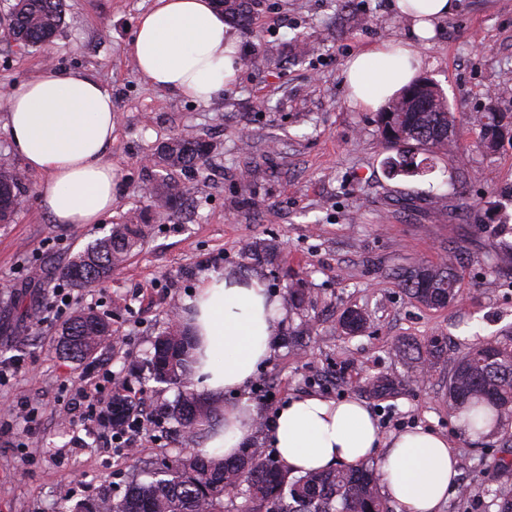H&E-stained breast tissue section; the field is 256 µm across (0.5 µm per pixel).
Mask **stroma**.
Wrapping results in <instances>:
<instances>
[{
	"instance_id": "35a3bbf8",
	"label": "stroma",
	"mask_w": 512,
	"mask_h": 512,
	"mask_svg": "<svg viewBox=\"0 0 512 512\" xmlns=\"http://www.w3.org/2000/svg\"><path fill=\"white\" fill-rule=\"evenodd\" d=\"M250 18L231 24L240 68L221 97L202 104L149 86L129 46L153 0H65L63 23L49 45L0 41V99L51 64L96 77L112 96L115 122L106 159L117 169L112 212L96 224H55L42 207V173L13 153L0 110V160L24 173L15 219L0 224V363L16 364L0 380V405L27 418L0 417V512H69L105 493L120 500L148 470L183 454L174 421L160 418L176 386L131 375L153 351L170 320L184 316L201 281L231 273L261 281L285 316L274 353L238 393L259 415L252 436L267 447L270 418L292 397L363 401L384 434L423 427L448 437L467 496L451 494L441 512H495V491L512 489V460L499 433L472 436L448 411V360L475 343L512 331V141L486 155L473 145V120L487 109L512 113V0H455L422 49L418 75L447 98L460 129L454 155L410 148L418 169L390 175L396 148L380 136L376 114L350 107L346 60L408 31L393 0H249ZM198 136L212 150L198 173L155 163L169 138ZM172 193L158 207L152 189ZM130 212L145 238L124 266L93 288H71L60 274L78 252ZM462 245L456 299L427 307L404 292L395 273L438 266ZM310 303L295 307L293 287ZM68 288L77 309L112 325L107 345L87 361L59 355L62 318L54 292ZM350 309L369 323L357 335L339 326ZM438 340L424 381L418 362L398 348ZM111 370L107 391L150 407L158 418L140 435L136 455L100 444L97 423L79 402L86 377ZM385 375L395 389L379 395L368 379Z\"/></svg>"
}]
</instances>
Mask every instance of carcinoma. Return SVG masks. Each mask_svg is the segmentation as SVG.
Returning <instances> with one entry per match:
<instances>
[{"label": "carcinoma", "instance_id": "1", "mask_svg": "<svg viewBox=\"0 0 512 512\" xmlns=\"http://www.w3.org/2000/svg\"><path fill=\"white\" fill-rule=\"evenodd\" d=\"M231 18H247L246 0L230 4L217 0ZM14 42L24 47L40 46L50 40L63 22V0H15L7 14ZM420 88L416 80L377 114L382 138L394 144H414L425 151L444 150L453 154L459 129L444 97H433L426 112H407L403 101ZM512 124V115L483 112L476 116V148L496 151L494 142L500 127ZM211 146L196 137H175L157 153L158 165L185 170L198 166L210 154ZM22 178L10 165L0 163V223H10L14 201ZM144 225L128 216L114 224L109 234L75 255L62 269V276L78 288L103 281L119 268L144 237ZM448 253L441 266H412L401 275L403 288L417 302L441 307L458 293L455 255ZM359 311L345 313L340 326L347 334L365 327ZM110 336V325L92 310L75 312L62 327L57 351L74 361L96 353ZM195 341L187 327L173 320L157 337L146 363L148 378L158 383H175L181 399L172 415L189 434L190 440L203 436L221 409L203 397L194 383ZM448 408L461 416L466 430L481 435L488 427L512 422V337L482 341L450 361ZM135 419L133 405L120 393L112 396V409L105 424L119 426ZM248 481L244 501L233 512H388L379 495L381 475L374 466L336 468L293 475L279 460L258 447L245 448L233 460L204 456L191 451L165 466L161 475L131 487L118 501L102 495L78 505L77 512H224L226 488L239 479Z\"/></svg>", "mask_w": 512, "mask_h": 512}]
</instances>
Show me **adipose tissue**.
Masks as SVG:
<instances>
[{
	"mask_svg": "<svg viewBox=\"0 0 512 512\" xmlns=\"http://www.w3.org/2000/svg\"><path fill=\"white\" fill-rule=\"evenodd\" d=\"M410 38L391 51L383 43L346 62L349 104L376 110L407 85L422 63L420 46L454 0H394ZM151 85L207 103L223 94L238 58L223 14L213 0H154L130 46ZM13 151L44 173V211L56 224H96L111 213L117 173L105 158L112 141L111 94L91 75L48 65L13 87L5 108ZM284 312L254 279L214 275L201 284L188 322L200 338L198 373L215 396L239 390L273 352ZM257 412L247 401L225 408L224 425L206 452L232 457L253 433ZM268 441L292 474L355 467L377 459L382 491L397 512H440L459 475L456 449L446 436L423 428L383 438L366 404L315 395L290 399L270 422Z\"/></svg>",
	"mask_w": 512,
	"mask_h": 512,
	"instance_id": "adipose-tissue-1",
	"label": "adipose tissue"
}]
</instances>
